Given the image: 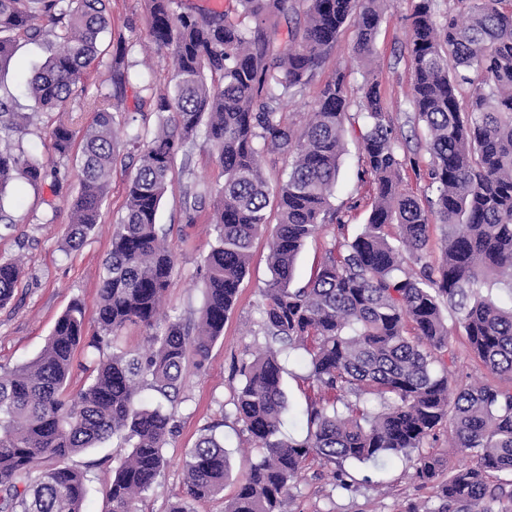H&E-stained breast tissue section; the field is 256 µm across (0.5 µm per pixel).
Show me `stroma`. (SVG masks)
I'll list each match as a JSON object with an SVG mask.
<instances>
[{"label":"stroma","mask_w":512,"mask_h":512,"mask_svg":"<svg viewBox=\"0 0 512 512\" xmlns=\"http://www.w3.org/2000/svg\"><path fill=\"white\" fill-rule=\"evenodd\" d=\"M414 3L415 0H394L392 8L385 13L376 37V60L385 110L400 139L401 150L410 159L402 172V187L424 199L431 195L426 176L430 163L427 133L423 127H412L407 120L412 75L404 48ZM107 12L111 32L106 35L102 53L87 77L86 95L93 98L111 92L109 72L113 61L118 59L131 75L125 96V105L131 108L142 96L144 87L157 92L166 90L171 61L163 54L145 50L149 43L145 0H109ZM356 34L354 22L343 26L304 93L287 99L288 121L303 122L314 106L320 87L340 72L345 75L348 98L353 101L359 98L363 76L352 58ZM122 35L128 37V45L119 44ZM47 56L45 45L20 41L12 59L0 66V90L14 96L24 111L33 112L34 103L27 86ZM53 127V120L35 114L23 145L39 161H56L63 183L62 196H54L49 185L34 186L22 179L0 193V205L14 218L12 227L0 225V260L19 257L25 263L11 302L0 308V368L5 370L21 366L40 353L57 319L72 301H80L87 322H94L103 263L111 248L112 232L124 211L126 187L134 170L130 163L113 169L100 224L79 250H66L64 234L70 222L66 201L77 195L80 174L71 160L57 159L52 148ZM362 170L359 143L354 136H347L330 202L342 215L344 234L350 240L362 232L371 211L372 189ZM173 178L174 188L162 200L157 213V223L177 258L162 311L167 316L193 322L203 304L201 274L216 232L213 225L207 224V214L203 211L199 212L196 223H188L182 191L189 186L194 191L208 193L224 182L222 169L204 135H197L179 153ZM267 216L270 226L276 223L275 209H268ZM270 226L253 242L248 273L224 322L223 336L212 346L202 370L192 367L186 370L180 400L173 407L178 428L164 450L166 466L154 489L138 502V512H167L170 503L183 495L186 452L209 429H217L224 437L232 476L223 493L196 503V512H224L225 504L234 497L240 480L259 456L236 419L233 397L241 382L242 365L252 361L265 345L261 331V290L271 277ZM333 232V226H325L305 242L295 262L293 287L307 283L322 261ZM448 331V345L456 357L450 369L452 386L484 380L500 387L512 385L511 379L487 375L472 355L465 332L456 319H449ZM280 359L287 404L282 434L300 440L307 435L303 413L317 394L306 379L309 356L301 349H286ZM119 453L117 443L108 440L67 458V465L88 471L85 512H105V491ZM415 462L412 455H390L376 462H348L341 467L345 474L340 477L336 465L311 459L293 483L279 512H433L439 504L437 487L432 483L420 484L415 479Z\"/></svg>","instance_id":"obj_1"}]
</instances>
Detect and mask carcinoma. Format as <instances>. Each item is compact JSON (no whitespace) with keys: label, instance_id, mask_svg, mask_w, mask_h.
<instances>
[{"label":"carcinoma","instance_id":"1","mask_svg":"<svg viewBox=\"0 0 512 512\" xmlns=\"http://www.w3.org/2000/svg\"><path fill=\"white\" fill-rule=\"evenodd\" d=\"M459 3L442 22L436 0H418L410 15L411 122L428 133L434 193L424 204L400 189L406 160L375 77L376 35L393 0H306L302 13L297 0H233L221 12L146 0L149 38L171 59L172 89L148 94L135 112L122 107L130 75L119 66L111 70V95L88 100L79 89L109 28L105 0H0V65L19 40L50 49L29 81L36 110L68 112L76 104L94 113L83 130L63 120L53 130L59 156L79 144L81 190L68 200L69 249L80 248L100 221L120 156L117 131L138 156L103 267L95 332L88 334L75 301L36 359L0 374V512H83L86 472L38 466L111 438L124 453L106 512H136L137 500L158 483L174 414L142 404L139 392L148 386L176 401L187 362L203 368L223 335L253 240L267 224L271 191L260 163L267 151L288 164L275 195L271 279L262 289L266 348L240 370L234 403L262 452L224 512H278L309 459L340 466L407 453L443 423L453 447L474 453V463L448 472L440 457L418 455L415 479L439 482L440 504L431 512H512V489L488 483L494 473L512 475V387L475 383L450 392L455 357L441 309L445 303L454 312L482 367L512 380V0ZM350 19L353 58L365 73L359 101L347 99L340 73L320 89L302 124L286 121L285 96L303 93ZM151 114L159 117L152 133ZM32 118L11 95H0V195L18 177L56 179V166L21 146ZM201 126L224 183L213 200L218 235L205 261L198 320L168 322L149 336L145 353L119 350L123 328L158 324L176 257L157 213L172 190L176 157ZM349 131L373 185L367 224L352 241L334 238L308 283L292 288L304 242L323 224L345 229L330 197ZM183 200L192 224L203 196L186 188ZM393 224L397 246L389 240ZM433 224L443 232L437 261L426 250ZM22 273L18 261H0V307ZM81 345L97 356L88 384L71 391ZM286 347L308 352L306 379L318 390L302 440L280 437L286 398L278 353ZM367 394L380 400V411L366 410ZM185 466L186 495L169 512H195L192 503L224 491L231 475L224 438L201 436Z\"/></svg>","mask_w":512,"mask_h":512}]
</instances>
